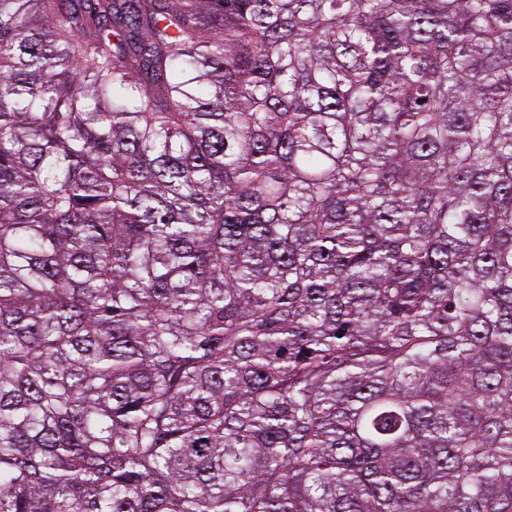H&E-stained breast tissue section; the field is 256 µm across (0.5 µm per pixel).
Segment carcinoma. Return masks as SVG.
Returning <instances> with one entry per match:
<instances>
[{"label":"carcinoma","mask_w":512,"mask_h":512,"mask_svg":"<svg viewBox=\"0 0 512 512\" xmlns=\"http://www.w3.org/2000/svg\"><path fill=\"white\" fill-rule=\"evenodd\" d=\"M0 512H512V0H0Z\"/></svg>","instance_id":"cac0c4a2"}]
</instances>
